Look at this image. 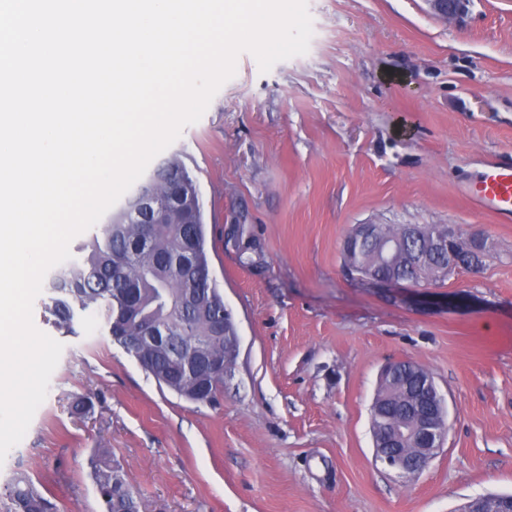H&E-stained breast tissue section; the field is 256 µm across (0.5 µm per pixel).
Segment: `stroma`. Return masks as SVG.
<instances>
[{
	"label": "stroma",
	"instance_id": "1",
	"mask_svg": "<svg viewBox=\"0 0 512 512\" xmlns=\"http://www.w3.org/2000/svg\"><path fill=\"white\" fill-rule=\"evenodd\" d=\"M306 54L260 72L248 52L202 118L158 156L196 180L211 275L238 355L215 401L159 387L75 309L45 401L0 464V506L28 476L59 512H103L91 476L110 451L139 512H455L512 494V221L466 189L512 153V0L464 22L425 0H308ZM481 230L479 273L379 288L351 278L357 224ZM410 360L448 406L443 447L414 480L374 459L383 367ZM85 401L83 413L72 411Z\"/></svg>",
	"mask_w": 512,
	"mask_h": 512
}]
</instances>
